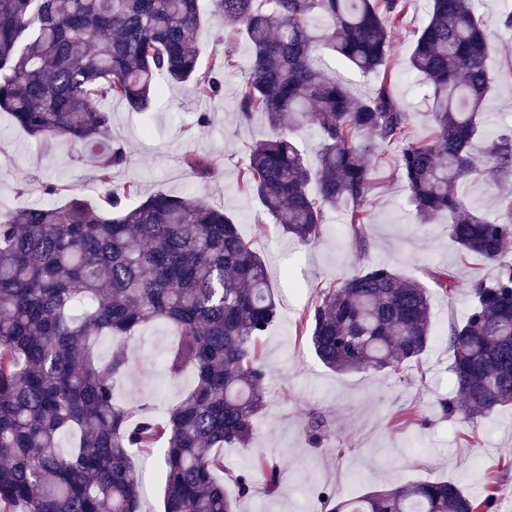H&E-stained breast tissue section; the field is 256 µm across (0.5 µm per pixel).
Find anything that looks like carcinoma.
Here are the masks:
<instances>
[{
    "label": "carcinoma",
    "instance_id": "1",
    "mask_svg": "<svg viewBox=\"0 0 512 512\" xmlns=\"http://www.w3.org/2000/svg\"><path fill=\"white\" fill-rule=\"evenodd\" d=\"M204 0H0V112L43 142L101 144L110 101L151 110L159 79L190 82L205 101L222 95L216 65L203 64ZM252 49V74L238 94L240 117L262 114L268 137L247 148L243 187L302 243L314 241L325 212L349 200L348 235L369 244L363 202L372 170L398 149L403 181L420 224L448 214L461 257L478 255L495 275L468 285L469 312L448 331L453 391L443 417L478 419L512 405V197L496 222L465 206L457 188L512 169V136L472 154L484 133L492 83L490 44L471 0H430L413 33L411 68L423 79L430 136L382 80L354 97L320 68L324 49L363 74L387 73L389 33L409 0H210ZM318 127V166L305 162L292 134ZM182 164L206 174L217 160L187 152ZM111 145L97 168L104 203L73 193L62 205L0 213V512H142V476L133 458L163 449V512H238L254 488L252 470L227 472L237 496L217 480L226 446L246 452L266 397L260 338L278 304L260 255L231 214L193 195L156 192L136 206L132 185H112L125 166ZM451 297L456 273H429ZM432 295L425 284L385 266L361 270L318 291L300 329L318 360L336 372L394 374L422 361L431 341ZM177 336L166 373L194 381L158 417L119 402L116 383L130 370L122 344L149 324ZM118 342L107 356L104 337ZM68 441V447L61 441ZM269 491L275 465L255 456ZM499 482L481 495L452 482H420L336 501L321 512H490Z\"/></svg>",
    "mask_w": 512,
    "mask_h": 512
}]
</instances>
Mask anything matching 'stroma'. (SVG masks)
<instances>
[{
	"label": "stroma",
	"mask_w": 512,
	"mask_h": 512,
	"mask_svg": "<svg viewBox=\"0 0 512 512\" xmlns=\"http://www.w3.org/2000/svg\"><path fill=\"white\" fill-rule=\"evenodd\" d=\"M473 6L491 48L488 66L493 88L485 104L489 116L485 133L493 140L512 131V28L504 26L512 0H473ZM428 8V0H412L403 28L392 35L389 58L392 94L410 113L418 136L430 131L428 104L408 59L412 33L427 21ZM224 47L235 68L225 73L219 99L202 104L187 83L164 86L148 112L111 102L108 138L127 151L128 162L114 171L113 182L137 186L130 205L158 190L203 195L234 217L241 235L266 264L279 315L261 338L267 397L255 421L252 445L277 465L280 483L269 494L263 489L262 475H255L254 491L240 500L238 512H321L318 495L323 490L341 501L406 483L451 481L476 495L494 474L512 486V406L480 419L475 435L461 417L444 419L435 409L438 397L452 389L448 328L466 317L470 304L466 291L452 298L434 293L430 348L419 366L407 369L404 383L380 373L331 372L317 360L308 336L298 328L316 287L343 281L372 265L388 266L422 282L429 272L451 267L462 285L493 277L494 267L475 255L461 257L448 234L447 217L426 226L417 224L406 185L387 165L374 169L373 188L364 204L367 251L357 250L347 237L344 216L350 205L346 202L327 211L315 243L306 245L288 236L240 184L239 166L246 146L266 137L269 128L263 116L254 115L246 122L237 112L239 84L251 71L246 40L230 34ZM204 110L210 112L211 122L201 127L196 115ZM188 150L217 155L221 161L202 176L181 165L180 156ZM96 174L94 156L64 141L44 145L16 126L9 114L0 112L1 212L51 200L62 204L73 190L98 197ZM48 182L61 189L55 198L42 191ZM459 193L470 210L497 218L501 194L512 195V174L466 181ZM174 341L170 328L157 323L140 329L125 343L131 369L116 391L121 401L158 414L164 405L180 400L193 378L187 374L173 379L165 373L163 358ZM411 407L424 415V422L403 418V410ZM313 412L327 423L316 442L307 430ZM162 464L158 451L134 458L144 480L142 512H163Z\"/></svg>",
	"instance_id": "stroma-1"
}]
</instances>
